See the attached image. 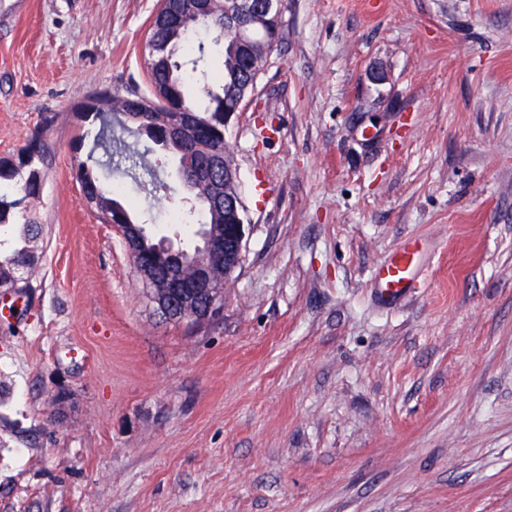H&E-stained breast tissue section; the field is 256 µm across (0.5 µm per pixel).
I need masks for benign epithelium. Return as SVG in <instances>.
Instances as JSON below:
<instances>
[{"label": "benign epithelium", "instance_id": "benign-epithelium-1", "mask_svg": "<svg viewBox=\"0 0 512 512\" xmlns=\"http://www.w3.org/2000/svg\"><path fill=\"white\" fill-rule=\"evenodd\" d=\"M208 3L220 4L224 15L220 32H235L238 52L249 66L254 57L251 32L266 25L270 19L279 17L284 8L283 0H257L255 3L246 0H208ZM77 111L110 112L112 99L106 93L94 94ZM206 135L207 131L202 126L184 119L168 123L165 139L189 147ZM181 177L192 192V199L205 197L212 205L220 208L224 223L212 225L203 236L204 256L194 262L184 261L181 248L167 239L162 240L164 248L177 261L174 273H160L153 265L142 262L136 263L134 269L142 282L151 288L154 300L166 314L171 311L178 314L188 311L191 309L190 301L206 297V306L195 309L198 320L204 321L223 301L219 279L229 278L243 264L247 227L244 224L241 200L225 194V184L238 178L237 169L233 165L224 164V178L221 180H209L199 170L185 172ZM114 212L119 223L129 225L125 242L130 254L138 253L139 238L134 225L128 224L120 206H114Z\"/></svg>", "mask_w": 512, "mask_h": 512}]
</instances>
